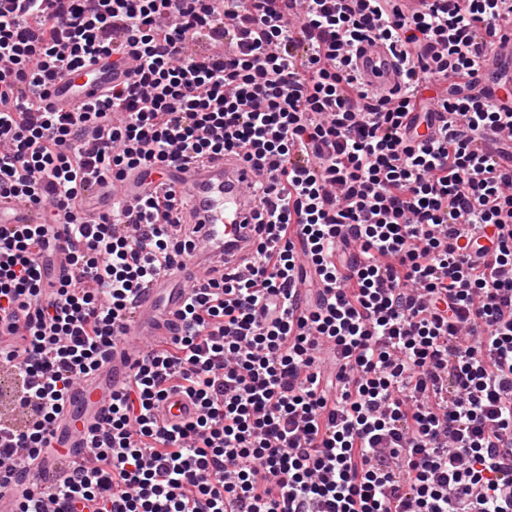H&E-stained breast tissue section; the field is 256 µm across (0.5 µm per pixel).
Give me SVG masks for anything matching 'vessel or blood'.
I'll use <instances>...</instances> for the list:
<instances>
[{"label":"vessel or blood","instance_id":"obj_1","mask_svg":"<svg viewBox=\"0 0 512 512\" xmlns=\"http://www.w3.org/2000/svg\"><path fill=\"white\" fill-rule=\"evenodd\" d=\"M132 52L123 44L120 53L92 63L88 73L62 71L50 87L56 109L70 111L81 101L95 99L129 76L125 59ZM359 80L366 88L388 94L403 84L402 69L389 48L372 38L359 44L354 53ZM254 178L243 161L216 159L206 164L178 162L161 172L128 170L120 177L95 183L90 198L111 194L120 206L130 209L146 194L168 195L185 202V211L196 228L194 244L182 265L157 276L143 288L129 321L121 329L104 364L94 377L76 385L71 395L82 414H66L49 436V444L64 449L70 460L83 462L87 440L100 425L113 390L121 386L140 358L143 338H168L176 328L180 307L188 298L182 280L206 284L212 270L235 273L245 279L252 273L255 250L252 216L256 204L247 191ZM13 224H39L44 212L37 205L0 199V215ZM171 423H183L195 416L197 408L186 397L171 395L160 405Z\"/></svg>","mask_w":512,"mask_h":512}]
</instances>
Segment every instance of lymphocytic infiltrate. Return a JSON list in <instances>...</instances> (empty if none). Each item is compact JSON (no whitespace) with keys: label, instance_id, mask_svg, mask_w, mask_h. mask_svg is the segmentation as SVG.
<instances>
[{"label":"lymphocytic infiltrate","instance_id":"lymphocytic-infiltrate-1","mask_svg":"<svg viewBox=\"0 0 512 512\" xmlns=\"http://www.w3.org/2000/svg\"><path fill=\"white\" fill-rule=\"evenodd\" d=\"M138 52L126 82L56 111L61 70ZM507 0H26L0 4V197L43 224H0V478L47 452L140 290L180 265L175 198L83 220L88 180L232 156L249 163L254 272L194 292L143 355L87 448L25 489L19 512H512V111L473 90ZM221 33L232 53L184 58ZM378 38L405 91L353 72ZM446 120L410 137L433 80ZM69 274L53 275L58 242ZM314 279V298L296 283ZM181 394L195 419L161 420Z\"/></svg>","mask_w":512,"mask_h":512}]
</instances>
